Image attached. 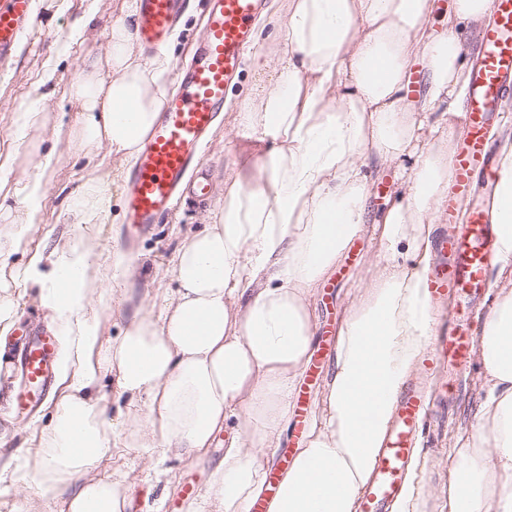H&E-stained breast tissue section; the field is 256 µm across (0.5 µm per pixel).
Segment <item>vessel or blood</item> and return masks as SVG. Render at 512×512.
<instances>
[{"mask_svg":"<svg viewBox=\"0 0 512 512\" xmlns=\"http://www.w3.org/2000/svg\"><path fill=\"white\" fill-rule=\"evenodd\" d=\"M203 35L190 61L176 73L177 90L128 173L123 195L126 236L136 241L179 207L185 190L209 194L206 178L190 180L228 90L239 78L247 51L255 40L256 23L265 0H205ZM138 38L148 51L166 45L177 22L182 0H135ZM30 0H0V61L13 52L21 34L31 27ZM512 90V0H497L496 16L481 35V50L467 76L462 108L465 137L454 149L455 177L440 204L441 230L434 241L435 262L427 291L431 306L456 300L454 318L443 323L420 358L416 378L399 394L394 418L376 456L359 512H384L399 496L414 442L428 413L424 385L439 368L459 376L466 372L475 346L473 314L484 301L485 281L497 258V225L486 200L497 188L498 143L487 136L497 120L504 95ZM472 198L466 221H459L458 197ZM336 341L334 324L321 335L323 354L312 359L309 381L323 373V360ZM58 340L53 330L25 337L18 355L0 356V377L21 373L23 384L13 395L17 409L35 407L54 376ZM308 392L296 390L294 437L302 439Z\"/></svg>","mask_w":512,"mask_h":512,"instance_id":"1","label":"vessel or blood"}]
</instances>
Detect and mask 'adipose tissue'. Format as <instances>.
I'll list each match as a JSON object with an SVG mask.
<instances>
[{"mask_svg":"<svg viewBox=\"0 0 512 512\" xmlns=\"http://www.w3.org/2000/svg\"><path fill=\"white\" fill-rule=\"evenodd\" d=\"M276 47L259 69L268 84L239 105L237 126L269 133L268 153L224 182L211 224L187 233L172 259L176 291L135 301L138 266L119 245L101 249L110 215L103 180L70 200L74 241L10 264L47 198V155L13 182L15 206L0 202V345L17 316L18 285L35 288L58 337L51 425L25 458L0 454V479L26 490V512H45L31 478L55 488L59 512H128L130 473L101 477L110 450L141 448L156 462L205 454L216 437L224 456L206 494L184 512H251L267 489L269 449L278 447L294 387L312 355V298L361 233L368 153L410 157L404 195L378 219L382 252L342 318L334 365L305 440L282 471L268 512H357L395 397L434 334L425 288L433 214L452 184L456 127L448 101L464 94L463 60L496 0H452L446 26L427 31L433 0H284ZM106 52L85 57L67 93L78 112L57 136L85 157L101 151L127 163L149 137L169 93L167 49L143 58L134 11L105 31ZM423 57L428 84L406 102L409 63ZM54 68L15 113L20 139L44 125ZM492 212L498 224L499 288L479 339L484 396L469 436L448 456L445 512H512V143L499 156ZM127 306L120 336H104L97 311ZM114 374L111 395L101 379ZM236 419L225 432L228 419Z\"/></svg>","mask_w":512,"mask_h":512,"instance_id":"obj_1","label":"adipose tissue"}]
</instances>
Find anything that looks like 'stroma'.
Returning a JSON list of instances; mask_svg holds the SVG:
<instances>
[{
	"label": "stroma",
	"instance_id": "35a3bbf8",
	"mask_svg": "<svg viewBox=\"0 0 512 512\" xmlns=\"http://www.w3.org/2000/svg\"><path fill=\"white\" fill-rule=\"evenodd\" d=\"M131 5L132 0H69V9L60 19H52L50 13L39 12L13 55L0 61V151L10 146L17 151L19 160L12 174L16 180L34 172L40 160L28 153L26 142L15 140L13 114L27 106L28 90L42 77L46 65L51 63L56 67V92L44 102L50 112V120L38 132L37 138L42 151H56L60 162L48 177V196L39 222L33 227L24 251L12 255V264L26 262L29 253L36 250L68 243L69 228L64 216L68 197L81 190L86 181L99 176L102 170L119 164L118 159L110 156L100 164L88 162L82 154L66 145L55 144L54 129L59 123L71 122L77 114L76 104L65 95L73 73L86 55L104 53V32ZM282 6L283 0H269L266 13L256 27L255 45L247 55L238 84L226 96L221 120L202 159V168L211 183L210 198L203 202L189 200L172 220L155 225L149 234L141 238L134 251L139 260L136 286L140 292L156 296L175 290L177 283L171 272V259L185 232L203 228L209 221L210 212L223 204L225 177L238 167L251 163L269 147L268 141L246 139L243 129L234 127L233 117L240 100L256 78V58L269 49L268 36ZM204 10V0H188L179 28L168 44L173 63H180L199 44ZM83 19L89 20V30L83 38L72 39L73 25ZM367 171L372 187L366 199V224L359 236L364 254L352 260L341 258L340 275L334 278L332 287L319 288L314 299L318 316H328L336 322L344 314L354 283L364 276L368 264L380 254L373 220L402 190L397 164L371 165ZM482 386L480 366L471 365L464 374L459 397L448 407L447 430L440 434L425 430L424 445L418 455L425 494L447 486L448 450L474 424L483 394ZM223 454L224 447L218 443L201 458L168 459L164 468L171 480L170 488H163L158 483L149 489L139 481L131 491L130 512H183L184 488L193 484L199 493H206L210 472Z\"/></svg>",
	"mask_w": 512,
	"mask_h": 512
}]
</instances>
